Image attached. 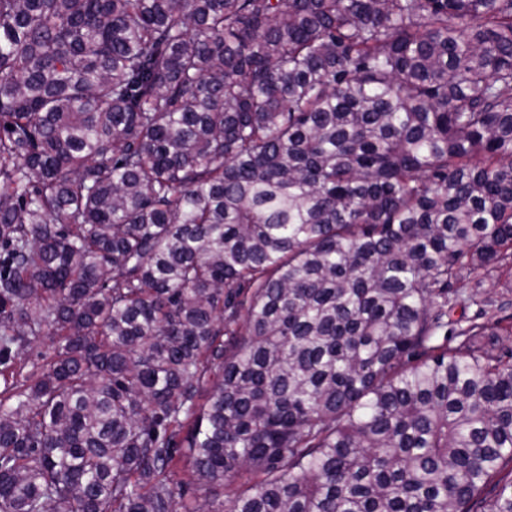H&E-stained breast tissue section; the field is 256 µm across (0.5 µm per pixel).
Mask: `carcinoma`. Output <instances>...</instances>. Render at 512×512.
I'll return each instance as SVG.
<instances>
[{"instance_id":"obj_1","label":"carcinoma","mask_w":512,"mask_h":512,"mask_svg":"<svg viewBox=\"0 0 512 512\" xmlns=\"http://www.w3.org/2000/svg\"><path fill=\"white\" fill-rule=\"evenodd\" d=\"M508 260L512 0H0V512H512ZM482 291L494 301L486 307L485 321L490 324L500 323V326L512 324V272L510 267H503L494 273L491 279L483 283ZM504 304V305H503ZM484 320H479L482 322ZM52 351V342L47 336H41L30 345L24 347L17 359V369L19 366H22V376L18 377V379L22 380V377L28 373L39 370L47 361L45 357H49Z\"/></svg>"}]
</instances>
